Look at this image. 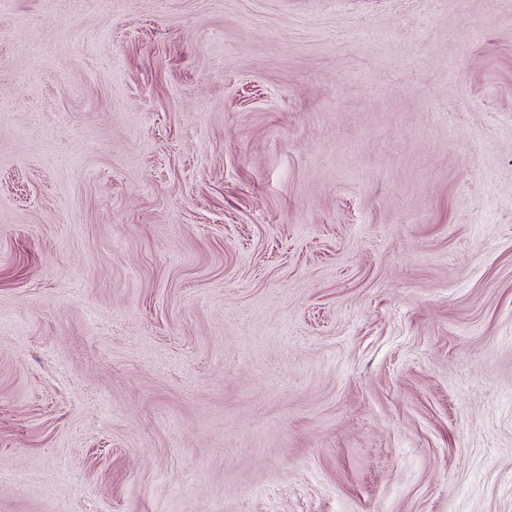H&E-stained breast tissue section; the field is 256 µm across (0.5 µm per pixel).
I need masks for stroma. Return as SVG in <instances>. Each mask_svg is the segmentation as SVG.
<instances>
[{
  "label": "stroma",
  "mask_w": 512,
  "mask_h": 512,
  "mask_svg": "<svg viewBox=\"0 0 512 512\" xmlns=\"http://www.w3.org/2000/svg\"><path fill=\"white\" fill-rule=\"evenodd\" d=\"M0 512H512V0L0 9Z\"/></svg>",
  "instance_id": "obj_1"
}]
</instances>
